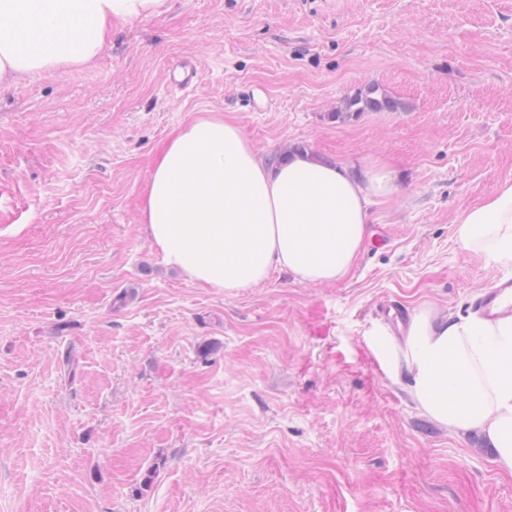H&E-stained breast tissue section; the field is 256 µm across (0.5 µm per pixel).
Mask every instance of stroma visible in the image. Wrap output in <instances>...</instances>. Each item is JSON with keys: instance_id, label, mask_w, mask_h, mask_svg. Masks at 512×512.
<instances>
[{"instance_id": "1", "label": "stroma", "mask_w": 512, "mask_h": 512, "mask_svg": "<svg viewBox=\"0 0 512 512\" xmlns=\"http://www.w3.org/2000/svg\"><path fill=\"white\" fill-rule=\"evenodd\" d=\"M169 5L0 91V512H512L485 439L388 374L379 312L465 314L512 276L454 224L512 182V0ZM372 84L400 109L332 119ZM209 112L265 157L394 172L346 280L228 294L164 263L152 161Z\"/></svg>"}]
</instances>
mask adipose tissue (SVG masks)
Returning a JSON list of instances; mask_svg holds the SVG:
<instances>
[{"mask_svg":"<svg viewBox=\"0 0 512 512\" xmlns=\"http://www.w3.org/2000/svg\"><path fill=\"white\" fill-rule=\"evenodd\" d=\"M167 4L0 0V88L95 63L113 28ZM392 193L385 165L358 169L307 151L265 159L234 120L211 112L175 132L155 158L141 217L187 281L236 293L275 271L314 284L347 279L369 244L371 206ZM455 224L463 249L512 264V184L463 208ZM387 351L420 410L450 431L481 433L512 474V318L491 323L421 306Z\"/></svg>","mask_w":512,"mask_h":512,"instance_id":"1","label":"adipose tissue"}]
</instances>
